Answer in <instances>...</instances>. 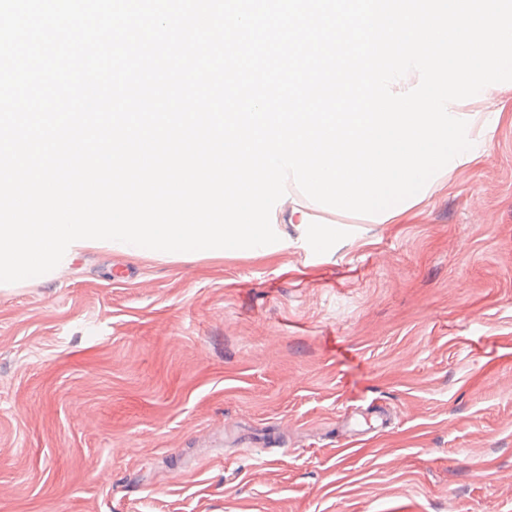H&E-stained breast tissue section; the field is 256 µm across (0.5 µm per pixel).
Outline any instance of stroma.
Masks as SVG:
<instances>
[{"mask_svg": "<svg viewBox=\"0 0 512 512\" xmlns=\"http://www.w3.org/2000/svg\"><path fill=\"white\" fill-rule=\"evenodd\" d=\"M460 109L477 159L327 253L285 206L267 255L0 288V512H512V88Z\"/></svg>", "mask_w": 512, "mask_h": 512, "instance_id": "1", "label": "stroma"}]
</instances>
